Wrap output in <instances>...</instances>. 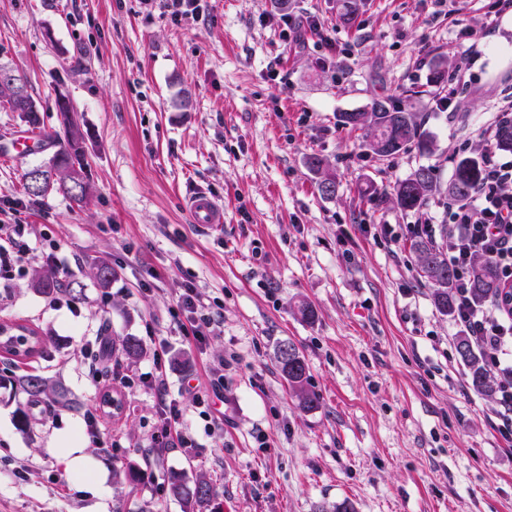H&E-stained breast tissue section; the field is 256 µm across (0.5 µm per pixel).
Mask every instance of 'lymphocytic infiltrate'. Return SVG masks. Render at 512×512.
<instances>
[{"label": "lymphocytic infiltrate", "mask_w": 512, "mask_h": 512, "mask_svg": "<svg viewBox=\"0 0 512 512\" xmlns=\"http://www.w3.org/2000/svg\"><path fill=\"white\" fill-rule=\"evenodd\" d=\"M463 34L470 42L465 63L449 75L448 94L436 104L440 112L453 111L460 89L466 86V71L474 66L477 47L486 36L484 29L468 25L464 26ZM480 137L484 143L483 174L470 196L449 200L441 215H428L423 222L409 226L407 232L434 240L455 271L454 321L481 356L485 368L500 377L498 431L511 448L512 306L502 305L496 297L488 302L475 300L470 293V281L473 260L481 256L494 266L500 284L512 283V158L499 154L495 147L494 126H486ZM30 253L26 225L0 224V283L12 280ZM218 307V302L204 301L195 287L187 284L177 296L174 314L183 318L185 336L199 342L218 329ZM143 382L163 401L164 425L157 447H194V439L182 429L181 410L166 401L168 375L164 353H156L154 369Z\"/></svg>", "instance_id": "1"}]
</instances>
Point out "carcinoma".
I'll list each match as a JSON object with an SVG mask.
<instances>
[{
  "instance_id": "1",
  "label": "carcinoma",
  "mask_w": 512,
  "mask_h": 512,
  "mask_svg": "<svg viewBox=\"0 0 512 512\" xmlns=\"http://www.w3.org/2000/svg\"><path fill=\"white\" fill-rule=\"evenodd\" d=\"M17 112L30 126L37 124L38 107L30 93L26 79L12 68L0 65V107ZM57 111L60 112V128L53 134L58 149L44 163L36 165L44 175V188L36 193L27 191L33 197L43 196L50 191L60 192L78 204L84 203L92 195V186L85 183L82 195L72 194L66 183L68 173H75L87 178L89 166L84 149V134L76 128L77 121L73 105L69 98L60 93L56 99ZM342 124L364 131L366 145L374 154L382 157L393 156L411 144L422 148L428 147V140L421 130V124L415 119V113L406 108H397L387 99H375L369 107L359 112H343ZM496 147L512 153V120L502 122L496 132ZM310 168L318 175L317 190L321 196L332 198L336 195L337 184L334 175L323 167L318 157L309 160ZM482 176L481 162L476 157H464L456 165L448 192L459 199L469 195ZM436 188L434 172L429 167H421L398 181L393 188L394 203L406 210L417 209L425 204ZM423 277L435 286L434 303L439 311H453V285L455 272L448 265L445 255L430 241L423 238L412 242ZM91 277L103 288L112 282V266L97 263L91 267ZM35 286L47 297L55 296L59 291L75 303L83 300L80 283L62 284L52 270L37 269L34 273ZM499 290V282L493 266L483 260L476 261L471 293L475 300L484 301ZM16 332L11 337L9 347L13 352H21L30 357L37 353L43 343L39 333L27 326H15ZM291 351V358L283 362L279 354L283 349ZM458 354L468 365L472 387L479 393L491 396L495 392L494 377L474 354L467 337L460 338L457 345ZM141 342L133 336L122 339L120 353L132 362L143 355ZM276 361L279 368L299 400L302 408L310 409L316 405V397L306 389L309 367L296 346L288 341H281L276 349ZM15 389L27 397L28 409L17 410V421L29 426L30 408L48 404L49 408L71 407L76 401L70 397L68 389L58 380H51L36 374H23L14 378ZM170 492L184 507V512H211L214 500L213 488L203 476L193 482H187L182 475L171 477Z\"/></svg>"
}]
</instances>
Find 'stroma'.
I'll use <instances>...</instances> for the list:
<instances>
[{
  "mask_svg": "<svg viewBox=\"0 0 512 512\" xmlns=\"http://www.w3.org/2000/svg\"><path fill=\"white\" fill-rule=\"evenodd\" d=\"M196 18L174 22L158 0H0V63L24 75L42 132L58 130L57 92L69 95L85 134L94 188L79 206L59 193L28 198L26 170L54 152L0 157V196L24 201L17 222L33 247L59 246L61 280L84 300L53 306L35 289L40 258L0 291V324L40 330V355L0 352L15 368L61 380L77 406L16 423L24 394L0 389V512H183L171 475L205 476L218 512H512V453L501 443L496 397L477 393L421 276L408 225L448 199L457 162L482 153L480 131L512 99V12L490 0H198ZM314 16L330 38L282 37L283 16ZM486 29L481 56L455 114L433 111L463 56L461 21ZM424 90L409 98L410 88ZM391 98L416 112L429 150L380 157L340 113ZM335 175L322 197L308 160ZM421 166L437 190L405 211L389 194ZM224 208L221 227L194 224L189 196ZM390 224L397 243L374 241ZM105 261L114 277L102 304L88 274ZM152 283L141 293L140 282ZM218 299L220 330L195 344L171 312L182 282ZM312 308L313 317L301 314ZM133 336L143 356L120 355L113 382L118 443L90 441L84 472L65 464L66 432L86 435L98 382L82 354L101 337ZM292 341L309 367L314 408L300 407L275 351ZM165 349L169 396L183 410L192 448L152 447L163 416L141 382ZM224 373V437L209 436L198 397L210 394L214 358ZM142 472L126 479L129 468Z\"/></svg>",
  "mask_w": 512,
  "mask_h": 512,
  "instance_id": "obj_1",
  "label": "stroma"
}]
</instances>
